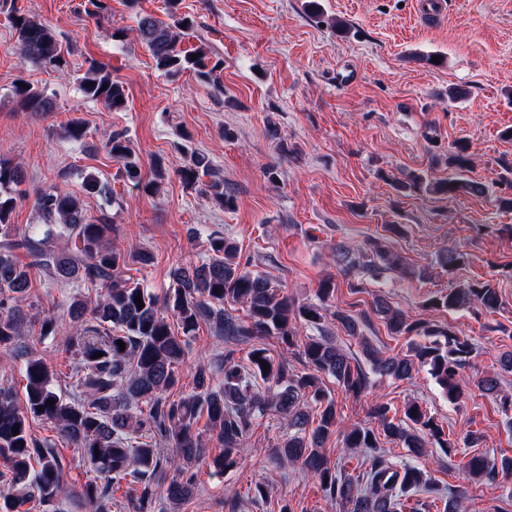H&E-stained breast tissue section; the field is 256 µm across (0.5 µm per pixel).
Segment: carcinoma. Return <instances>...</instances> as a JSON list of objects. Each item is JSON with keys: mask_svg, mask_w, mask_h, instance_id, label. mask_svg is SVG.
Returning a JSON list of instances; mask_svg holds the SVG:
<instances>
[{"mask_svg": "<svg viewBox=\"0 0 512 512\" xmlns=\"http://www.w3.org/2000/svg\"><path fill=\"white\" fill-rule=\"evenodd\" d=\"M0 13L6 15L14 31L23 60L54 72L68 69L67 52L48 24L20 12L14 0H0ZM193 28L194 20L188 16L172 26L151 15L138 19L142 44L157 70L171 78L191 72L220 89L224 86V59L213 56L203 42L182 47L183 38ZM196 53L199 57L192 58ZM79 87L83 97L109 109L118 110L126 103L123 83L95 60L79 78ZM13 94L25 112L44 114L54 109L53 100L42 91L16 85ZM106 147L112 158L122 163L125 180L145 192L157 190L165 172L161 161L153 163L152 177L146 179L124 134L112 133ZM469 166L468 145L458 141L448 153V168L454 175L425 189L448 197L485 194L483 182L463 176ZM179 176L216 205L232 207L233 197L224 190V181L215 178L206 155L192 154ZM24 180L20 166L0 159V349L21 359L26 381L21 405L11 389L0 388V459L5 462L4 470H0V512H19L34 499L45 507L44 512H57L62 463L53 448L33 436L30 423L34 420L54 424L79 449L82 461L106 478L87 483L82 491L95 512H112V485L125 479L139 485L128 504L129 512H165L166 502L188 501L194 491V469L203 456L202 440L194 425L203 416L206 427L224 447V453L212 460L221 472L237 465L238 452L258 420L270 414L280 416L287 422L288 434L274 445L276 459L299 463L318 477L323 492L336 502L340 512H398L399 495L429 484L425 473L409 464L378 460L362 486L349 476L338 475L328 464L323 445L336 432L339 415L321 375L333 376L354 398L368 387L362 365L333 340L324 335L303 338L298 331L300 322L320 330L325 322L334 320L355 336L358 324L369 322L365 315L354 316L329 305L336 293L333 278L320 282V304H300L269 279L249 270L250 260H242L234 240L213 237L207 261L180 264L171 270L173 287L161 301L149 289L123 276V270L131 265L148 264L151 255L132 245H115V225L105 215H88L77 194L58 185L40 190L34 201L41 223L39 232L11 223L18 187ZM83 190L89 195L112 193L93 173L86 175ZM19 250L26 254L28 263L17 259ZM333 257L336 266L347 274L359 266L362 272L376 277L402 266L401 258L379 240L357 251L338 243ZM467 262L468 255L459 250H446L439 256V265L450 276ZM34 268L48 270L60 282H84L102 290L92 308L79 298L68 306L72 331L64 345L77 358L73 376L79 391L73 399L54 391L53 373L46 360L18 344L27 317L22 303L31 288ZM137 296L143 304L140 309ZM228 304L245 308L246 318L233 315L226 309ZM502 305L490 280L459 284L428 300V307L434 309L474 308L488 313ZM373 310L382 316L391 334L411 338L405 354L387 357L363 340L364 358L374 372L408 381L425 368L448 401L458 402L464 395L463 370L473 351L471 342L449 326L414 320L381 297L374 300ZM202 323L215 325L241 343L272 336L286 350L299 355L304 370L299 374L288 371L287 358L276 360L263 347L250 352L246 368L228 353L224 355L222 382L214 383L211 367L200 362L193 374L192 391L175 395L189 340ZM120 340L125 343L123 351ZM100 352L103 356L96 357ZM263 361L269 364L265 371ZM261 383L265 384L263 390L259 389ZM477 386L494 396L503 412L512 411V393L499 388L497 377H483ZM48 400L54 405L46 404ZM389 412L384 402L371 408V416L386 436L408 448H423L429 442L448 447L440 425L418 403H406L399 419L389 417ZM15 426L16 436L12 432ZM344 445L348 449L375 448L377 439L371 429L354 424L344 432ZM169 468L174 469V476L160 491L158 482L166 479ZM463 468L475 478L498 473L511 476L512 458L496 462L473 455Z\"/></svg>", "mask_w": 512, "mask_h": 512, "instance_id": "carcinoma-1", "label": "carcinoma"}]
</instances>
